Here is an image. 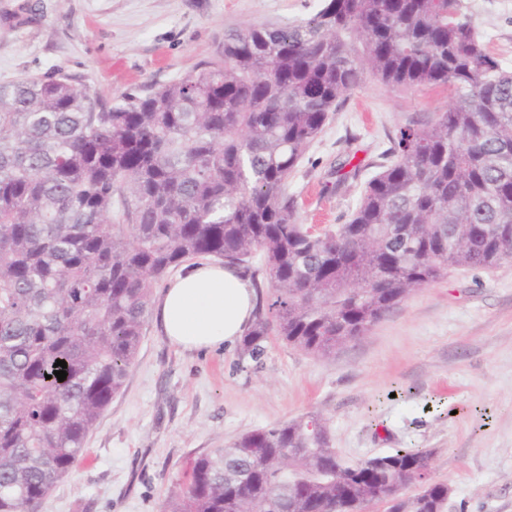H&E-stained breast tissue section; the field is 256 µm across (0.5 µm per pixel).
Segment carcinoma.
I'll list each match as a JSON object with an SVG mask.
<instances>
[{"mask_svg": "<svg viewBox=\"0 0 512 512\" xmlns=\"http://www.w3.org/2000/svg\"><path fill=\"white\" fill-rule=\"evenodd\" d=\"M366 73L451 101L399 129L348 222L314 234L288 177ZM198 259L254 280L253 360L271 336L328 358L449 270L512 262V69L460 0H325L297 24L230 30L182 79L110 106L66 76L0 83V512H38L70 474L154 289ZM431 460L352 464L300 417L197 456L164 512H443Z\"/></svg>", "mask_w": 512, "mask_h": 512, "instance_id": "1", "label": "carcinoma"}]
</instances>
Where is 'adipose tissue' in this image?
Returning a JSON list of instances; mask_svg holds the SVG:
<instances>
[{"mask_svg":"<svg viewBox=\"0 0 512 512\" xmlns=\"http://www.w3.org/2000/svg\"><path fill=\"white\" fill-rule=\"evenodd\" d=\"M255 305L256 292L241 269L199 262L166 283L153 315L171 344L187 351H208L239 342Z\"/></svg>","mask_w":512,"mask_h":512,"instance_id":"1","label":"adipose tissue"}]
</instances>
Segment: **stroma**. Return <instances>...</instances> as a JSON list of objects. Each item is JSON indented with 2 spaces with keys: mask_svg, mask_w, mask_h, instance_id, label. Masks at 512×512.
I'll list each match as a JSON object with an SVG mask.
<instances>
[{
  "mask_svg": "<svg viewBox=\"0 0 512 512\" xmlns=\"http://www.w3.org/2000/svg\"><path fill=\"white\" fill-rule=\"evenodd\" d=\"M323 0H0V83L55 73L104 104L183 78L228 30L286 26ZM490 53L512 68V0H461ZM434 87L372 75L346 99L288 179L303 224L346 223L390 137L445 111ZM360 169L340 179L342 161ZM307 414L355 463L430 448L444 512H512V262L450 270L359 339L315 358L271 338L260 360L184 351L149 323L122 392L72 473L39 512H162L189 463L240 435Z\"/></svg>",
  "mask_w": 512,
  "mask_h": 512,
  "instance_id": "obj_1",
  "label": "stroma"
}]
</instances>
